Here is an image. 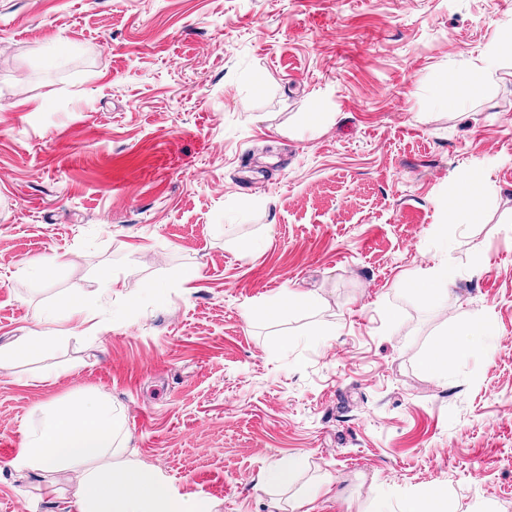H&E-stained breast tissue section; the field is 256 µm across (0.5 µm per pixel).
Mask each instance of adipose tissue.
Listing matches in <instances>:
<instances>
[{
	"label": "adipose tissue",
	"instance_id": "1",
	"mask_svg": "<svg viewBox=\"0 0 512 512\" xmlns=\"http://www.w3.org/2000/svg\"><path fill=\"white\" fill-rule=\"evenodd\" d=\"M451 210L455 224H471L484 193L479 177L467 175L455 187ZM467 339L446 333L425 359L429 372L442 373L452 349L476 351L484 335L481 314H474ZM35 425L24 435L13 470L43 473L64 469L77 472L80 483L71 503L73 512H186L183 500L171 495L166 482L139 466L115 468L114 456L125 453L118 439L122 414L107 396H89L62 405L35 409Z\"/></svg>",
	"mask_w": 512,
	"mask_h": 512
}]
</instances>
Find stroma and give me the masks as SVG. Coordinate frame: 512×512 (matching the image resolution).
Segmentation results:
<instances>
[{
  "mask_svg": "<svg viewBox=\"0 0 512 512\" xmlns=\"http://www.w3.org/2000/svg\"><path fill=\"white\" fill-rule=\"evenodd\" d=\"M508 42L512 0H0V348L61 333L0 367V512H62L75 474L9 463L99 393L190 512H512V54L477 71ZM291 290L320 303L268 317ZM478 312L481 353L424 370ZM453 196L456 203L451 209L454 224L465 226L471 224L480 211L484 193L479 177L474 174L466 175L456 184ZM454 272L447 266L433 269L424 277L407 281L405 288L416 291L425 299L439 303L448 297V287L453 283Z\"/></svg>",
  "mask_w": 512,
  "mask_h": 512,
  "instance_id": "35a3bbf8",
  "label": "stroma"
}]
</instances>
